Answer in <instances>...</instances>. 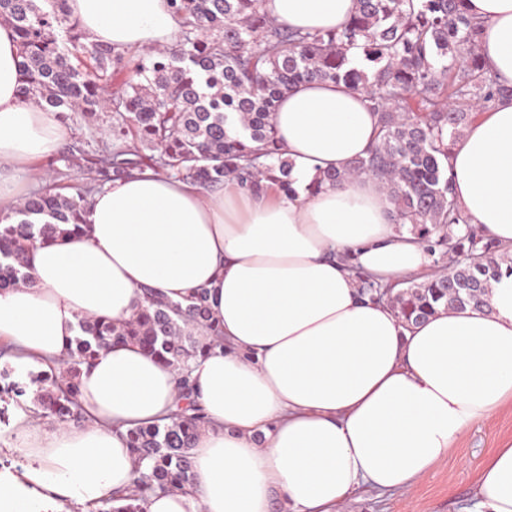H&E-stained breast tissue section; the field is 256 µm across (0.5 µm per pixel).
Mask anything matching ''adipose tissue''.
Segmentation results:
<instances>
[{
  "mask_svg": "<svg viewBox=\"0 0 512 512\" xmlns=\"http://www.w3.org/2000/svg\"><path fill=\"white\" fill-rule=\"evenodd\" d=\"M357 0H264L276 24L342 29ZM88 41L119 51L174 45L169 0H69ZM481 18L480 53L512 84V0H465ZM19 55L0 24V217L41 184L31 164L53 158L66 129L56 112L18 95ZM293 166L294 194L228 180L211 193L152 172L106 182L83 203L88 231L27 252L30 287L0 289V339L18 371L57 364L81 321L121 323L143 288L187 300L209 287L205 355L189 362L207 416L193 450L195 480L149 495L143 512H340L360 488L402 491L448 458L471 427L512 405V275L482 308L439 310L402 323L364 295L357 272L392 285L432 256L398 232L369 176L308 185L342 171L373 144L377 116L360 90L332 81L294 87L274 115ZM448 174L467 225L512 256V97L452 146ZM220 330L223 347L212 344ZM178 374L135 344L82 366L80 423L51 428L18 407L13 433L30 464L0 473V512L88 508L131 485L129 429L163 422ZM472 512H512V438L481 462Z\"/></svg>",
  "mask_w": 512,
  "mask_h": 512,
  "instance_id": "1",
  "label": "adipose tissue"
}]
</instances>
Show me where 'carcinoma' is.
I'll use <instances>...</instances> for the list:
<instances>
[{
	"instance_id": "obj_1",
	"label": "carcinoma",
	"mask_w": 512,
	"mask_h": 512,
	"mask_svg": "<svg viewBox=\"0 0 512 512\" xmlns=\"http://www.w3.org/2000/svg\"><path fill=\"white\" fill-rule=\"evenodd\" d=\"M357 2L343 31L312 34L271 23L263 0H171L181 39L135 61L107 44L81 42L68 0H0V22L13 29L19 47L22 99L60 114H115L106 156L90 159L78 149L62 157L69 169L94 170L92 181L74 195L49 184L14 209L15 224L0 231V288L34 285L25 271L28 247L85 232L80 202L113 178L150 169L202 188L233 176L253 189L270 182L294 193L274 113L297 84L330 80L364 90L377 113L378 141L346 171L326 172L313 187L371 176L384 186L398 230L429 243L433 255L463 257L449 272L389 296L398 317L410 324L439 307L486 305L491 281L504 263L512 274V259L471 230L455 239L446 233L462 221L448 151L479 114L512 96V84L486 67L478 43L483 21L466 13L464 0ZM351 47L361 49L358 67L347 57ZM112 84L120 88L116 99ZM137 140L150 143L153 153L140 150ZM208 297L200 286L183 307L150 290L148 305L128 321H83L62 371L31 376L42 416L65 423L79 418L80 367L114 342L136 343L183 370L169 422L127 433L139 467L133 486L103 499L94 512H142L140 501L149 493L193 483L190 450L207 418L185 371L209 350L189 331L207 320Z\"/></svg>"
}]
</instances>
